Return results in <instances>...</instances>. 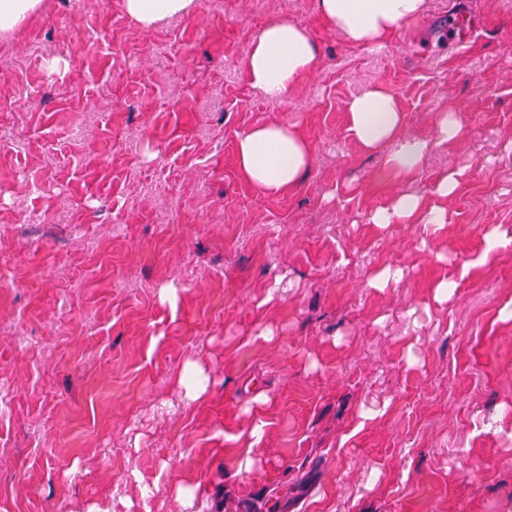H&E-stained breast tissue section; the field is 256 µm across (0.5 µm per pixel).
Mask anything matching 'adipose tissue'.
<instances>
[{
    "label": "adipose tissue",
    "instance_id": "adipose-tissue-1",
    "mask_svg": "<svg viewBox=\"0 0 512 512\" xmlns=\"http://www.w3.org/2000/svg\"><path fill=\"white\" fill-rule=\"evenodd\" d=\"M125 12L142 28L186 14L193 0H122ZM427 0H317L323 20L352 46H382L407 25L420 19ZM321 59L312 33L282 16L257 34L246 58L245 71L252 89L272 97L288 95L315 72ZM349 137L369 154H380L386 166L403 182L416 179L433 143L453 144L468 129L460 117L445 112L437 119L434 138H401L404 107L387 87L373 85L345 105ZM235 161L242 177L259 191L278 195L295 189L312 165L313 152L300 129L288 122L255 126L235 141ZM463 169L444 173L430 194L402 192L389 206L374 210L369 223L418 224L432 233L448 222V200L463 177Z\"/></svg>",
    "mask_w": 512,
    "mask_h": 512
}]
</instances>
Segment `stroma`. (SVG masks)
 Wrapping results in <instances>:
<instances>
[{
	"instance_id": "obj_1",
	"label": "stroma",
	"mask_w": 512,
	"mask_h": 512,
	"mask_svg": "<svg viewBox=\"0 0 512 512\" xmlns=\"http://www.w3.org/2000/svg\"><path fill=\"white\" fill-rule=\"evenodd\" d=\"M280 16L321 64L270 98L244 64ZM370 84L401 98L402 137L452 110L466 138L399 183L346 133ZM279 121L314 160L270 197L234 144ZM453 167L440 231L369 223ZM494 227L512 234V0H429L373 51L316 0H194L148 31L122 0H42L0 36V512H180L179 480L202 512L272 492L280 512H512V245L461 274ZM386 266L401 284L369 287Z\"/></svg>"
}]
</instances>
